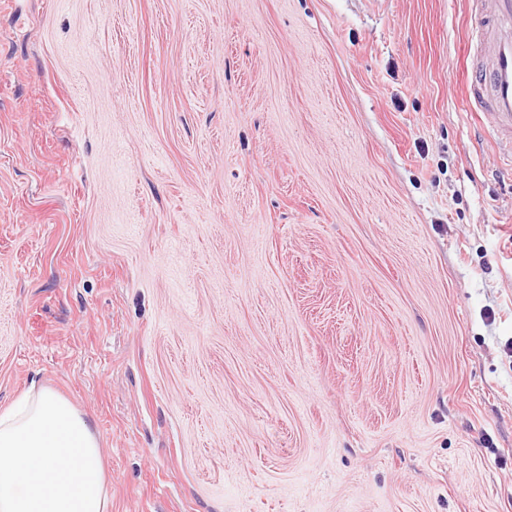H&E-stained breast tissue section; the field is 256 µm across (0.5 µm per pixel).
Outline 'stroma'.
I'll return each mask as SVG.
<instances>
[{"mask_svg": "<svg viewBox=\"0 0 512 512\" xmlns=\"http://www.w3.org/2000/svg\"><path fill=\"white\" fill-rule=\"evenodd\" d=\"M469 0H0V408L112 512H512V173Z\"/></svg>", "mask_w": 512, "mask_h": 512, "instance_id": "35a3bbf8", "label": "stroma"}]
</instances>
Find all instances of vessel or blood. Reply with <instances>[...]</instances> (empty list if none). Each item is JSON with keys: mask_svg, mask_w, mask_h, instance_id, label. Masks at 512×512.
<instances>
[{"mask_svg": "<svg viewBox=\"0 0 512 512\" xmlns=\"http://www.w3.org/2000/svg\"><path fill=\"white\" fill-rule=\"evenodd\" d=\"M477 58L466 84L469 101L512 151V0H471Z\"/></svg>", "mask_w": 512, "mask_h": 512, "instance_id": "1", "label": "vessel or blood"}]
</instances>
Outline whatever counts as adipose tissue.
<instances>
[{
  "label": "adipose tissue",
  "mask_w": 512,
  "mask_h": 512,
  "mask_svg": "<svg viewBox=\"0 0 512 512\" xmlns=\"http://www.w3.org/2000/svg\"><path fill=\"white\" fill-rule=\"evenodd\" d=\"M0 512H112L99 436L51 389L0 411Z\"/></svg>",
  "instance_id": "1"
}]
</instances>
